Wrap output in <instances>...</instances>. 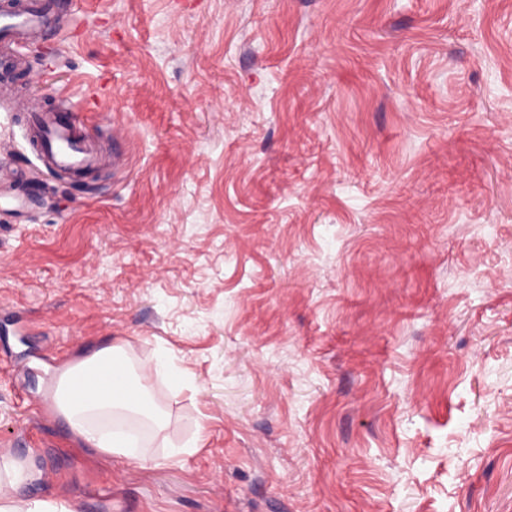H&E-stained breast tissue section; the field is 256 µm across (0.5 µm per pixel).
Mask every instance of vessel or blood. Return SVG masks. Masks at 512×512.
<instances>
[{
    "label": "vessel or blood",
    "instance_id": "1",
    "mask_svg": "<svg viewBox=\"0 0 512 512\" xmlns=\"http://www.w3.org/2000/svg\"><path fill=\"white\" fill-rule=\"evenodd\" d=\"M51 10V0H22L0 8L1 73H8L13 65V46L48 33ZM21 123L33 156L47 172L78 177L104 162L95 140L75 120L71 101L51 112L32 109Z\"/></svg>",
    "mask_w": 512,
    "mask_h": 512
}]
</instances>
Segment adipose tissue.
Wrapping results in <instances>:
<instances>
[{
  "mask_svg": "<svg viewBox=\"0 0 512 512\" xmlns=\"http://www.w3.org/2000/svg\"><path fill=\"white\" fill-rule=\"evenodd\" d=\"M156 375L168 376L178 387L185 382L166 355H158L136 370L124 347L106 346L68 367L54 398L71 430L86 446L141 464L145 458L137 437L116 426L115 421L131 414L149 421L155 430L164 429L166 420L149 390Z\"/></svg>",
  "mask_w": 512,
  "mask_h": 512,
  "instance_id": "obj_1",
  "label": "adipose tissue"
}]
</instances>
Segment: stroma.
Instances as JSON below:
<instances>
[{"instance_id":"1","label":"stroma","mask_w":512,"mask_h":512,"mask_svg":"<svg viewBox=\"0 0 512 512\" xmlns=\"http://www.w3.org/2000/svg\"><path fill=\"white\" fill-rule=\"evenodd\" d=\"M0 84V456L61 512H512V0H55ZM122 171L39 169L58 95ZM125 344L134 465L59 416ZM196 441L181 461L167 443Z\"/></svg>"}]
</instances>
